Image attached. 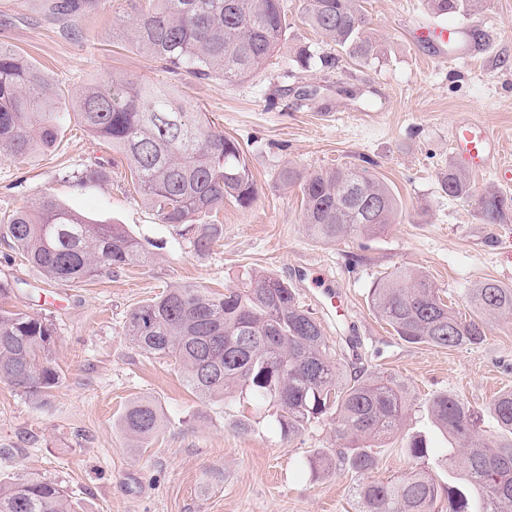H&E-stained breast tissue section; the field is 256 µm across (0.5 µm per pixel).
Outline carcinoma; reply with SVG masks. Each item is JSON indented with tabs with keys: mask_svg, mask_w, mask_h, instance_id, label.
Wrapping results in <instances>:
<instances>
[{
	"mask_svg": "<svg viewBox=\"0 0 512 512\" xmlns=\"http://www.w3.org/2000/svg\"><path fill=\"white\" fill-rule=\"evenodd\" d=\"M54 14L75 17L84 0H51ZM302 20L356 60L376 58L379 45L366 30L359 0H304ZM476 0H427L440 16L471 14ZM287 31L283 0H148L134 7L128 33L146 56L200 79L244 83L274 56ZM305 69L330 70L336 57L302 47ZM75 112L93 137L122 153L135 190L163 224L187 225L196 253H206L221 232L224 202L249 207L257 186L241 145L224 136L174 89L114 74L84 86ZM63 119L54 111L44 75L0 43V151L23 158L47 150ZM282 181L299 187L303 224L313 239L331 244L352 235L383 233L402 218L390 188L360 165L304 175L289 168ZM451 198L474 202L487 224L512 218V197L475 193L454 165L441 176ZM6 234L26 260L61 285L90 281L105 271L147 260L148 251L122 224H94L50 195L15 212ZM370 307L410 343L477 347L487 319L512 314V288L486 281L471 289L467 316L430 280L405 269L379 278ZM54 329L25 312L0 309V381L34 398L54 388L59 375L48 361ZM125 337L139 350L172 357L184 381L207 401L231 403L243 395L276 407L281 437L292 439L314 422L329 420L341 447L336 458L319 452L313 471L336 464L357 476L377 468L373 444L396 434L412 407L409 388L382 373L345 374L327 345L321 323L299 306L279 277L255 271L237 288L216 293L196 285L166 289L134 309ZM433 425L457 446L440 463L457 465L446 487L444 512H512V390L489 407L492 429L469 403L440 394L426 404ZM119 427L143 444L161 427L149 400L130 403ZM433 448L421 433L409 437L407 457L419 463ZM362 512H432L439 488L431 475L410 467L393 479L356 487ZM0 512H74L58 483L35 476L0 479Z\"/></svg>",
	"mask_w": 512,
	"mask_h": 512,
	"instance_id": "obj_1",
	"label": "carcinoma"
}]
</instances>
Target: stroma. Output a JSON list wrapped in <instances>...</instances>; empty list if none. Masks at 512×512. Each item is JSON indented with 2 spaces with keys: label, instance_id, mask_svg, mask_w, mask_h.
<instances>
[{
  "label": "stroma",
  "instance_id": "1",
  "mask_svg": "<svg viewBox=\"0 0 512 512\" xmlns=\"http://www.w3.org/2000/svg\"><path fill=\"white\" fill-rule=\"evenodd\" d=\"M42 2L0 0V42L43 73L64 114L51 149L21 161L0 154V287L7 290L0 307L52 323L60 382L36 400L0 382V478L35 473L57 481L77 512H361L354 475L318 476L309 467L316 451L337 446L330 422L285 440L271 405L201 400L171 359L140 352L124 335L132 310L167 288L220 292L254 271L294 288L328 339L354 340L343 366L395 376L417 404L448 392L485 411L512 390V315L490 319L481 346L448 349L402 340L368 302L373 282L403 267L426 275L463 311L468 289L482 282L512 288V221L484 223L474 204L441 188L455 161L449 130L456 120L478 119L512 150V0H479L470 21L490 49L477 61L439 57L426 0H361L379 54L360 63L336 50L329 71L297 63L299 48L328 46L302 22L303 0H285L286 39L243 84L176 75L139 53L122 27L129 0H96L75 27L47 18ZM114 73L173 87L243 147L257 198L247 208L225 202L222 234L205 254H195L181 228L159 221L125 159L72 115L73 94ZM364 157L396 194L401 222L373 238L313 240L302 224L301 192L283 184L282 171L311 173ZM96 165L109 171L108 181L78 186L67 178ZM47 194L93 223L124 225L147 247L148 262L82 284L48 281L3 231L11 214ZM317 288L341 296L336 320L310 300ZM139 398L158 406L163 425L145 447L132 448L117 421ZM243 417L245 433L235 429ZM417 432L432 447L447 445L425 413H412L378 448L376 476L408 468L404 448Z\"/></svg>",
  "mask_w": 512,
  "mask_h": 512
}]
</instances>
